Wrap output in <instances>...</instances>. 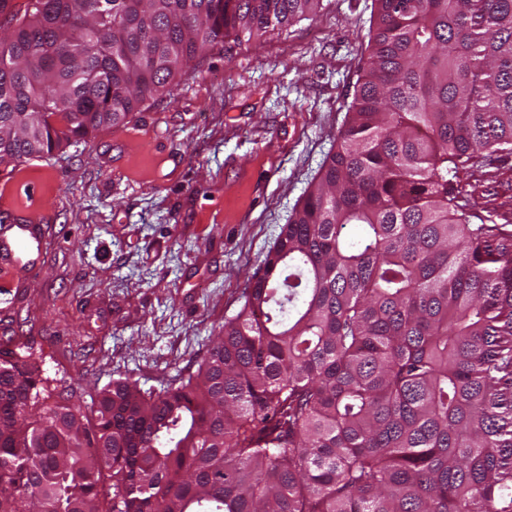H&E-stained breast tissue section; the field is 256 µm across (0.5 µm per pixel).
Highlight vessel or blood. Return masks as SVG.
I'll return each mask as SVG.
<instances>
[{
  "instance_id": "1",
  "label": "vessel or blood",
  "mask_w": 512,
  "mask_h": 512,
  "mask_svg": "<svg viewBox=\"0 0 512 512\" xmlns=\"http://www.w3.org/2000/svg\"><path fill=\"white\" fill-rule=\"evenodd\" d=\"M46 249L40 220L20 210L0 216V273L37 266Z\"/></svg>"
}]
</instances>
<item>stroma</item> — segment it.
Segmentation results:
<instances>
[{
  "label": "stroma",
  "mask_w": 512,
  "mask_h": 512,
  "mask_svg": "<svg viewBox=\"0 0 512 512\" xmlns=\"http://www.w3.org/2000/svg\"><path fill=\"white\" fill-rule=\"evenodd\" d=\"M371 13L329 0L288 30L215 45L126 124L0 168L49 241L23 287L0 274V334L22 329L53 395L125 376L158 391L197 370L336 142ZM470 182L477 213L512 220V158Z\"/></svg>",
  "instance_id": "stroma-1"
}]
</instances>
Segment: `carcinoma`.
<instances>
[{
	"mask_svg": "<svg viewBox=\"0 0 512 512\" xmlns=\"http://www.w3.org/2000/svg\"><path fill=\"white\" fill-rule=\"evenodd\" d=\"M335 151L195 374L39 403L0 336V512H512V0H375ZM323 0H0V161L123 123ZM470 182L471 204L477 213L493 214L492 218L506 215L512 221V158L486 159L474 169Z\"/></svg>",
	"mask_w": 512,
	"mask_h": 512,
	"instance_id": "carcinoma-1",
	"label": "carcinoma"
}]
</instances>
